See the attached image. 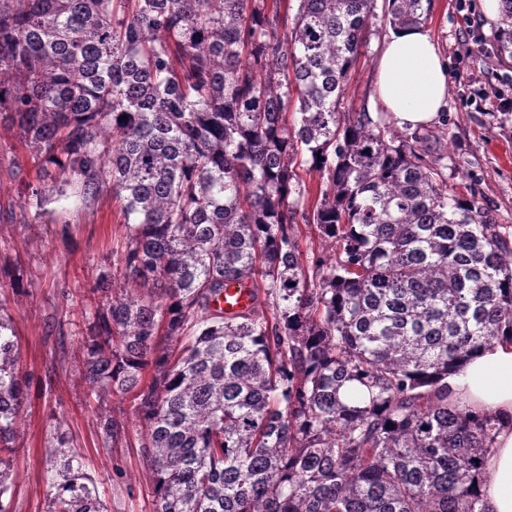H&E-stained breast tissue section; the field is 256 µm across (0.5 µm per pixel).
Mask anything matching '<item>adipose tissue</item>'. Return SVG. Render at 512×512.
<instances>
[{
	"label": "adipose tissue",
	"instance_id": "1",
	"mask_svg": "<svg viewBox=\"0 0 512 512\" xmlns=\"http://www.w3.org/2000/svg\"><path fill=\"white\" fill-rule=\"evenodd\" d=\"M449 84L448 63L423 27L389 30L375 71L376 97L399 126L413 130L437 119ZM444 383L449 401L494 418L480 492L486 512H512V340L484 345Z\"/></svg>",
	"mask_w": 512,
	"mask_h": 512
}]
</instances>
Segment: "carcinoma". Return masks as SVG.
<instances>
[{
	"label": "carcinoma",
	"instance_id": "1",
	"mask_svg": "<svg viewBox=\"0 0 512 512\" xmlns=\"http://www.w3.org/2000/svg\"><path fill=\"white\" fill-rule=\"evenodd\" d=\"M373 3L298 0L290 22L281 0H0V120L38 166L24 205L120 203L119 267L83 293V378L134 396L153 512H486L491 418L442 379L512 336V246L421 153L445 132L340 109ZM430 12L387 0L393 28ZM301 222L333 253L304 264ZM229 279L254 288L233 316ZM20 361L0 313V512ZM99 429L105 454L127 441L106 412ZM54 441L47 512H107Z\"/></svg>",
	"mask_w": 512,
	"mask_h": 512
}]
</instances>
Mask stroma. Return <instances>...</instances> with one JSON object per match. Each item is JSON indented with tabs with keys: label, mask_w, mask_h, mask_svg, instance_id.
Masks as SVG:
<instances>
[{
	"label": "stroma",
	"mask_w": 512,
	"mask_h": 512,
	"mask_svg": "<svg viewBox=\"0 0 512 512\" xmlns=\"http://www.w3.org/2000/svg\"><path fill=\"white\" fill-rule=\"evenodd\" d=\"M357 67L347 82L343 103L360 109L375 98L374 75L390 24L383 5ZM472 24L485 38L470 50L456 0H432L425 25L448 60L449 70L470 74L469 87L448 89V133L442 152L448 184L476 200L512 236V112L487 111L492 92L512 95V57L498 52V21L488 19L483 0H472ZM30 148L0 125V269L20 271L19 290L0 289V310L18 336L25 371L44 377L41 394L31 395L15 429L17 452L10 466L12 512H47L54 494L46 477L51 433L62 426L73 438L83 470L105 499L108 512H152V482L143 466L137 440L143 424L132 395L114 394L107 408L124 423L131 446L100 453L98 409L81 374V293L117 261L112 249L125 235L119 208L103 197L97 209L78 210L75 199L54 202L66 213L72 235L61 239L56 224L33 222L24 206V184L35 181ZM66 331L65 356H58L53 323Z\"/></svg>",
	"instance_id": "1"
}]
</instances>
